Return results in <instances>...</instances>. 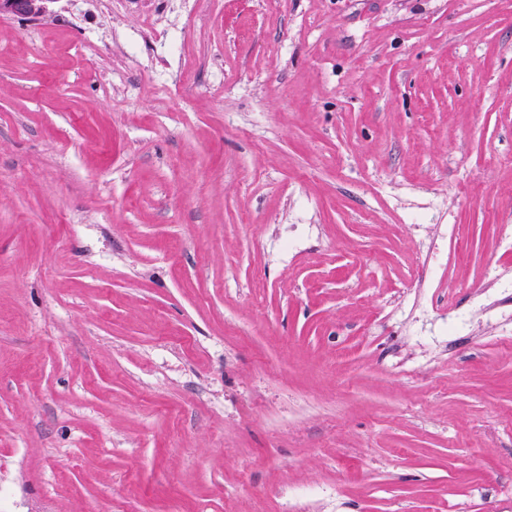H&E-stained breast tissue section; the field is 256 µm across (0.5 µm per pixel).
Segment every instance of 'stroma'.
Returning <instances> with one entry per match:
<instances>
[{
	"instance_id": "35a3bbf8",
	"label": "stroma",
	"mask_w": 512,
	"mask_h": 512,
	"mask_svg": "<svg viewBox=\"0 0 512 512\" xmlns=\"http://www.w3.org/2000/svg\"><path fill=\"white\" fill-rule=\"evenodd\" d=\"M146 10L0 17V512H512V0ZM479 287L476 289L475 297V313L479 319L490 322L496 319L498 311V303L493 298V292L497 290H503L497 292V295L502 296L504 299H512V283L508 280L499 277L497 274L486 276Z\"/></svg>"
}]
</instances>
